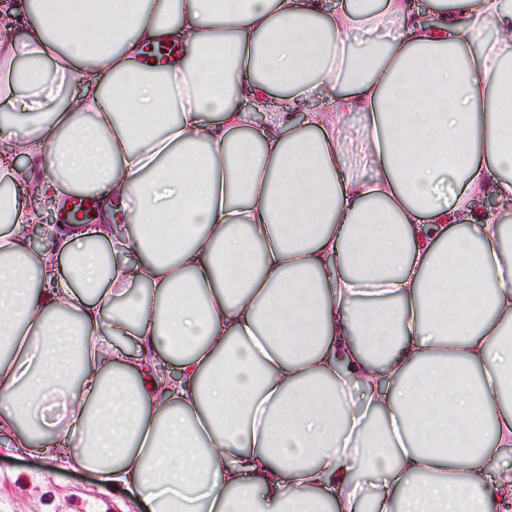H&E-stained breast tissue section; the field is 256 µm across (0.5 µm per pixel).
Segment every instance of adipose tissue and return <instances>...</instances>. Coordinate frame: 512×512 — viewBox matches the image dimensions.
Returning a JSON list of instances; mask_svg holds the SVG:
<instances>
[{
	"label": "adipose tissue",
	"instance_id": "obj_1",
	"mask_svg": "<svg viewBox=\"0 0 512 512\" xmlns=\"http://www.w3.org/2000/svg\"><path fill=\"white\" fill-rule=\"evenodd\" d=\"M432 10L0 9V143L51 171L0 157L11 450L150 512H512V0ZM75 193L99 223L43 224Z\"/></svg>",
	"mask_w": 512,
	"mask_h": 512
}]
</instances>
